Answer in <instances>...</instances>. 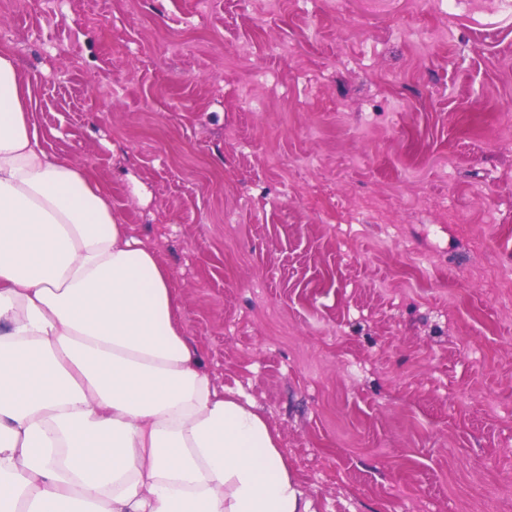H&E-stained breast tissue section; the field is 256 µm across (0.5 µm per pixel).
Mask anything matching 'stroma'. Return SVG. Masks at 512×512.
<instances>
[{
    "mask_svg": "<svg viewBox=\"0 0 512 512\" xmlns=\"http://www.w3.org/2000/svg\"><path fill=\"white\" fill-rule=\"evenodd\" d=\"M2 29L44 148L316 512H512V0H10Z\"/></svg>",
    "mask_w": 512,
    "mask_h": 512,
    "instance_id": "1",
    "label": "stroma"
}]
</instances>
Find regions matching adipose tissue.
<instances>
[{
  "label": "adipose tissue",
  "mask_w": 512,
  "mask_h": 512,
  "mask_svg": "<svg viewBox=\"0 0 512 512\" xmlns=\"http://www.w3.org/2000/svg\"><path fill=\"white\" fill-rule=\"evenodd\" d=\"M0 53V512H315L200 366L172 276L43 148Z\"/></svg>",
  "instance_id": "ef3b65f1"
}]
</instances>
